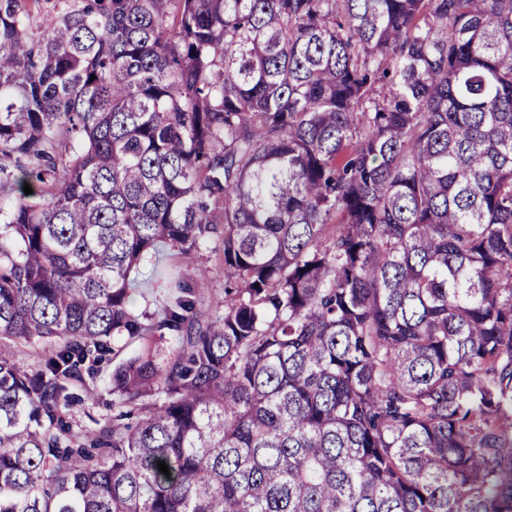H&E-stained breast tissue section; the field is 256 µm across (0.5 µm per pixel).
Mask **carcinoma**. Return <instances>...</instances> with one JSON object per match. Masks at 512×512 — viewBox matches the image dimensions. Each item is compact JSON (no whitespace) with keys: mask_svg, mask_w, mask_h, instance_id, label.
Wrapping results in <instances>:
<instances>
[{"mask_svg":"<svg viewBox=\"0 0 512 512\" xmlns=\"http://www.w3.org/2000/svg\"><path fill=\"white\" fill-rule=\"evenodd\" d=\"M41 2L0 0V512H512V0ZM219 230L223 310H131ZM112 365L104 366L97 375L93 377L84 373L86 385L90 388H96L99 392V398L94 401L85 399V391L82 386H77L74 393L82 398L81 401L75 400L65 409L63 416L73 430L77 432H91L103 426L112 424L114 414L112 408V395L108 394V388L104 389V382L111 374Z\"/></svg>","mask_w":512,"mask_h":512,"instance_id":"cac0c4a2","label":"carcinoma"}]
</instances>
